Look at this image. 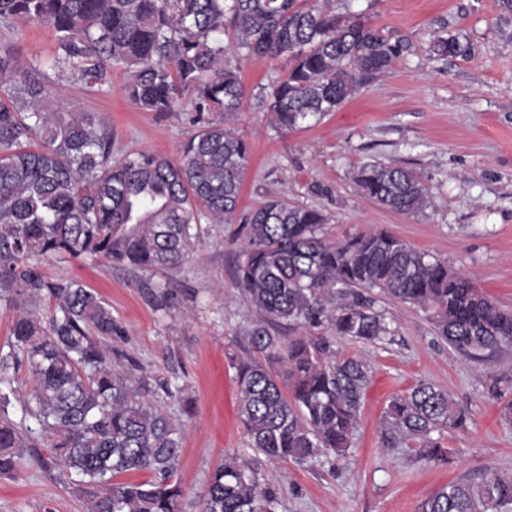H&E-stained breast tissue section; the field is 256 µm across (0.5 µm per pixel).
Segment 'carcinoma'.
Segmentation results:
<instances>
[{"label":"carcinoma","instance_id":"obj_1","mask_svg":"<svg viewBox=\"0 0 512 512\" xmlns=\"http://www.w3.org/2000/svg\"><path fill=\"white\" fill-rule=\"evenodd\" d=\"M0 19L51 28L52 67L93 87L112 69L129 76L125 93L144 112H169L182 95L195 111L221 118L200 127L179 160L138 153L112 161V138L92 112L43 110L51 82L37 64L0 49V302L54 303L48 324L31 310L14 321L12 351L0 357V384L26 367L34 386L24 414L39 433L0 422V473L18 448L81 477L88 512H184L175 480L182 433L149 399V384L112 373L103 341L112 311L92 289L54 280L35 257L94 255L138 268L178 267L199 251L195 225L233 221L251 158L244 135L224 122L240 111V60L289 56L287 76L262 99L282 134L336 111L364 81L389 73L406 48L361 17L336 14L332 0H0ZM235 33L233 47L221 35ZM466 57L469 42L450 35L435 45ZM361 188L375 203L412 215L429 204L416 173L374 165ZM238 286L262 319L243 329L263 356L232 358L237 413L251 447L273 463L312 462L349 448L358 426L369 365L336 359L324 326L338 337L378 344L392 335L381 299L428 315L448 346L476 361L512 349V313L469 275L384 229L336 242L318 210L273 197L244 218ZM342 292H336V289ZM288 325L290 337L271 327ZM468 412L430 383L393 397L383 414L386 448L415 440L439 464L447 451L432 433L466 426ZM149 478L120 481L124 473ZM272 493L244 462L212 470L192 512H265ZM420 512H512V476L486 468L427 497Z\"/></svg>","mask_w":512,"mask_h":512}]
</instances>
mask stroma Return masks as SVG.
Segmentation results:
<instances>
[{
    "instance_id": "35a3bbf8",
    "label": "stroma",
    "mask_w": 512,
    "mask_h": 512,
    "mask_svg": "<svg viewBox=\"0 0 512 512\" xmlns=\"http://www.w3.org/2000/svg\"><path fill=\"white\" fill-rule=\"evenodd\" d=\"M337 14L369 20L405 39L392 71L367 81L335 112L282 135L268 123L259 97L281 80L287 56L241 62L245 96L233 118L252 145L238 212L268 197L322 211L324 231L342 241L382 228L471 275L502 309L512 310V11L502 0H333ZM471 44L467 58L439 55L435 43L453 34ZM22 60H49L55 48L44 27L0 21V47ZM123 71L110 84L87 87L74 77L54 81L51 112H93L112 134V156L147 151L179 160L197 130L190 96L166 113L138 110L124 95ZM372 165L412 169L431 205L405 215L383 208L360 187ZM240 220L201 221L199 255L183 266L133 269L107 259L42 258L48 277L94 290L117 325L104 343L113 372L147 378L150 397L182 431L176 474L187 501L202 496L224 457H237L259 478L272 479L270 512H418L420 503L465 475L494 468L512 474V424L488 393L489 375L512 372V352L477 362L448 347L425 314L385 301L395 333L380 345L332 339L337 357L370 366L360 420L343 454L297 465H271L250 446L236 414L231 356L247 357L245 327L260 314L235 285L243 250ZM421 382L467 407L463 430H445L447 464L433 467L416 442L383 447L381 417L389 399ZM0 512H87L75 475L33 466L20 453L0 474Z\"/></svg>"
}]
</instances>
